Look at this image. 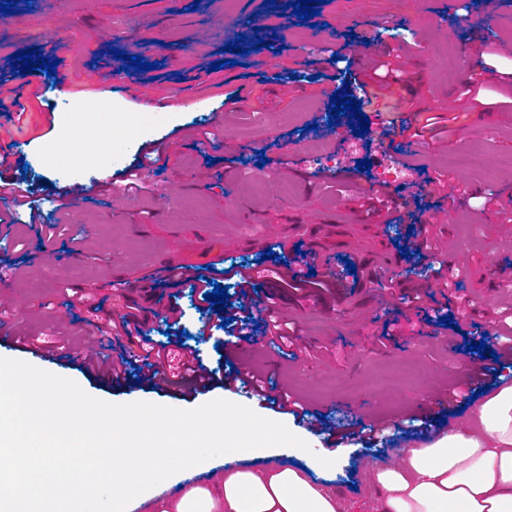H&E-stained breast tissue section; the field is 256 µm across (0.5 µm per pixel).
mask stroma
<instances>
[{
    "mask_svg": "<svg viewBox=\"0 0 512 512\" xmlns=\"http://www.w3.org/2000/svg\"><path fill=\"white\" fill-rule=\"evenodd\" d=\"M265 0H23L0 22V86L20 89L21 116L0 126V143H18L28 169L24 188L48 222L66 216L65 236H79L80 251L63 239L41 241L26 206L13 209L12 233L0 238V357L28 362L74 380L89 395L122 404L150 402L193 409L214 399L251 408L285 424L308 442L309 451L280 447L268 458L214 460L210 469L182 473L161 496L173 500L197 483L223 482L230 471L294 465L310 482L335 496L339 512H382L385 490L377 467L399 462L417 444L415 409L427 396L457 384L478 359L467 333L482 335L488 323L512 327V28L500 29L512 0H323L313 20L292 9L274 18L277 44L253 50L244 40L239 65L221 62L219 18L252 27ZM488 47H481V40ZM67 43L59 53V43ZM55 61L63 76L51 89L45 71L18 74L11 57L27 48ZM152 63L149 71L116 73L114 51ZM390 60L398 80L386 98L354 86L356 75ZM240 90L241 100L224 101ZM360 98L364 115L380 126L363 134V151L333 166L312 167L315 151L342 149L349 127L329 125L328 112H312L309 97ZM110 101L112 127L79 134L81 159L62 150L71 136L66 101ZM433 118L435 137H417L411 148L398 133L399 101ZM278 117V126L264 125ZM153 123L138 136L135 123ZM130 148L121 163L92 175L88 166L112 148L111 130ZM167 159L161 173L145 177L140 196L126 197L122 172L153 149ZM455 157L465 166H452ZM415 164L412 183L381 184L377 175L394 160ZM369 170H358L360 160ZM262 184H254V176ZM103 183L94 198H71L63 188ZM386 188L394 223L368 218L364 202ZM311 229L327 247L343 244L363 254L406 244L425 225L430 251H409L391 285L354 294L344 307L326 292L313 307L308 292L281 289L282 317L297 329L296 357L274 345H255L250 364L323 411L332 434L298 425L246 394L221 387L177 396L139 382L140 367L122 357L96 324L129 310L142 278L168 267L199 271L221 260L241 267L260 264L272 272L292 246L289 225ZM273 258H265V251ZM452 267L458 289L455 327L442 322L436 271ZM125 289H117V282ZM428 292L421 307L404 301L403 288ZM190 289H156L144 331L167 342L169 365L184 348H199L216 368L228 333L206 336L208 316ZM178 307L180 321L168 320ZM390 338H382V330ZM129 373L113 385L111 366ZM390 420L386 443L366 449L341 441L350 421ZM334 466L315 468V456Z\"/></svg>",
    "mask_w": 512,
    "mask_h": 512,
    "instance_id": "stroma-1",
    "label": "stroma"
}]
</instances>
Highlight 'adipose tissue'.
I'll list each match as a JSON object with an SVG mask.
<instances>
[{
    "label": "adipose tissue",
    "instance_id": "ef3b65f1",
    "mask_svg": "<svg viewBox=\"0 0 512 512\" xmlns=\"http://www.w3.org/2000/svg\"><path fill=\"white\" fill-rule=\"evenodd\" d=\"M476 430L459 429L406 449L400 466H380L384 512H512V386L474 409ZM156 512H338L331 495L297 470L241 468L221 487L188 488Z\"/></svg>",
    "mask_w": 512,
    "mask_h": 512
}]
</instances>
